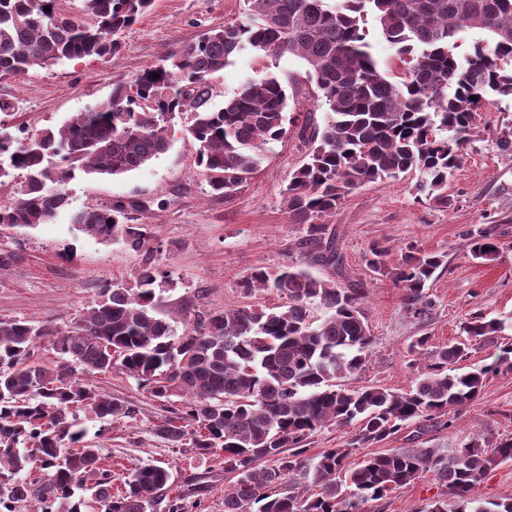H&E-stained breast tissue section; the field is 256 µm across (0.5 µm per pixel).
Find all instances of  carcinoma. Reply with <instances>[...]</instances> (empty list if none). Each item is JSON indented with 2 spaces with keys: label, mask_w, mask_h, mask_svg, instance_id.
Returning <instances> with one entry per match:
<instances>
[{
  "label": "carcinoma",
  "mask_w": 512,
  "mask_h": 512,
  "mask_svg": "<svg viewBox=\"0 0 512 512\" xmlns=\"http://www.w3.org/2000/svg\"><path fill=\"white\" fill-rule=\"evenodd\" d=\"M151 2L0 0V79L119 52L124 31ZM247 2L245 19L204 34L131 82L116 81L109 99L59 129L0 132V188L12 189L0 199V224L54 221L68 210L67 185L79 173L117 176L147 166L170 148L168 122L176 112L191 113L185 132L198 144L197 165L212 193L233 194L260 166L264 146L287 134L288 94L274 74L245 80L223 107H210L212 76L249 48L303 60L326 108L323 124L309 115L301 126L298 136L310 149L283 190L290 222L306 225L303 265H339L336 240L320 220L366 184L413 172L416 193L448 204V178L475 138L480 112L492 96L512 98V0ZM370 19L396 48V80L370 51ZM468 28L487 32L493 53L477 45L457 57ZM70 223L145 256L135 284L104 285L64 328L0 320V512H20L32 498V512H86L85 501L74 498L80 487L92 491L97 512H154L169 470L139 465L112 492L103 449L85 440L76 422L78 411L107 422L134 417V408L90 384L113 370L174 405L175 417L154 429L169 447L224 452V471L234 478L224 489V512H364L368 501L429 474L442 493L427 512H512L511 498L474 496L487 473L512 460L511 438L491 446L474 438L458 448H399L346 463L356 443L382 442L404 425L440 418L451 426L450 411L477 398L488 373L512 367L511 343L496 366L458 375L468 345L432 350L421 336L411 345L418 374L410 390L347 388L344 380L362 370L374 344L362 313L366 289L338 287L297 264L278 273L258 269L245 290L273 291L287 300L284 309H212L177 338L154 305V285L168 274L125 207L80 209ZM500 251L484 232L470 256L488 264ZM385 257L374 244L367 266L391 276L413 314L425 313L427 283L441 257L410 248L393 269ZM316 301L326 310L320 320L310 316ZM463 330L492 342L505 326L477 314ZM42 339L57 354L51 363L33 357ZM332 422L359 424L356 437L303 462V443ZM33 464L46 476L38 486L21 476Z\"/></svg>",
  "instance_id": "1"
}]
</instances>
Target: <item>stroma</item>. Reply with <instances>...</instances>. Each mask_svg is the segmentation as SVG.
Returning a JSON list of instances; mask_svg holds the SVG:
<instances>
[{"instance_id":"1","label":"stroma","mask_w":512,"mask_h":512,"mask_svg":"<svg viewBox=\"0 0 512 512\" xmlns=\"http://www.w3.org/2000/svg\"><path fill=\"white\" fill-rule=\"evenodd\" d=\"M246 0H153L151 7L123 35L122 50L104 59L87 57L0 79V98L11 102L0 123L29 132L62 126L79 112L108 99L116 80H133L145 67L181 50L210 29L243 19ZM278 76L289 95L293 122L287 134L269 144L258 171L232 195L211 194L197 160L198 146L183 137L190 115L175 114L168 152L150 165L121 176L80 175L68 185L71 209L122 203L155 248L166 283L156 289V306L176 332L198 310L243 305L282 306L276 293H245L253 271H271L298 262L306 249L303 225L290 223L282 191L307 149L297 136L307 113L323 118L304 62L260 51L243 53L214 75L211 104L219 108L237 93L247 77ZM480 132L467 147L460 168L449 179L450 206L417 195L414 173L368 184L345 196L325 222L335 232L338 266L317 265L311 274L344 288H366L362 305L375 343L363 371L350 385H378L402 392L416 373L409 346L418 337L429 346L466 341L462 330L471 314L512 319V98L493 101L481 114ZM491 230L503 249L493 263L471 259L470 236ZM387 249V265L415 246L442 256L429 283V310H407L403 291L388 276L371 272L365 253L372 243ZM142 255L121 241L103 242L84 235L67 217L32 228L0 227V319L33 325L63 326L79 316L107 282L135 283ZM100 391L135 407L134 418L113 423L102 433V420L79 419L88 436H100L104 463L113 487H121L141 463L168 467L167 498H182L184 512H224V488L232 477L224 471V454H202L191 446L171 448L154 433L167 413L135 380L114 371L95 375ZM451 427L416 434L403 427L379 443L358 445L350 457H363L415 446L456 448L473 438L493 444L512 438V368L488 374L480 395L451 414ZM440 493L432 477L366 503V512H425Z\"/></svg>"}]
</instances>
